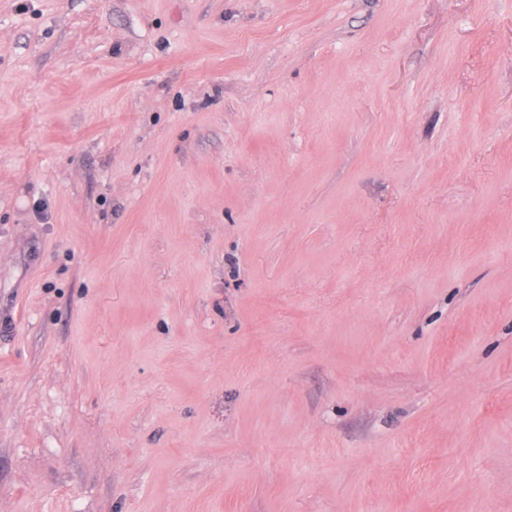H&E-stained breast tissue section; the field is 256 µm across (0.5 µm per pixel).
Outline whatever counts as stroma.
<instances>
[{"instance_id":"35a3bbf8","label":"stroma","mask_w":512,"mask_h":512,"mask_svg":"<svg viewBox=\"0 0 512 512\" xmlns=\"http://www.w3.org/2000/svg\"><path fill=\"white\" fill-rule=\"evenodd\" d=\"M0 512H512V0H0Z\"/></svg>"}]
</instances>
